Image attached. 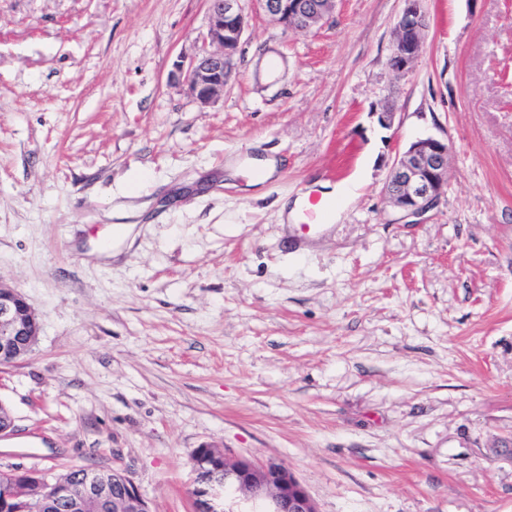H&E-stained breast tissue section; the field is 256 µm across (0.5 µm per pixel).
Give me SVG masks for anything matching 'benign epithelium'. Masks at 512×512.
<instances>
[{"instance_id":"1","label":"benign epithelium","mask_w":512,"mask_h":512,"mask_svg":"<svg viewBox=\"0 0 512 512\" xmlns=\"http://www.w3.org/2000/svg\"><path fill=\"white\" fill-rule=\"evenodd\" d=\"M241 0H207L209 28L193 55L175 63L174 77L183 79L202 106L224 92L240 52L248 21ZM275 23L307 33L329 19L336 0H257ZM394 27L389 67L406 71L418 58L426 28L424 0H403ZM447 141L427 136L412 142L391 164L384 192L389 203L406 217H420L438 203L448 183ZM35 311L24 296L0 283V364L29 357L39 335ZM195 487L191 512H243L244 502L264 504V512H318L314 500L292 470L276 460L252 461L220 448H196L191 454ZM17 471L39 477V498L50 510L69 512H150L133 480L118 469L84 467L79 494L57 475L24 467Z\"/></svg>"}]
</instances>
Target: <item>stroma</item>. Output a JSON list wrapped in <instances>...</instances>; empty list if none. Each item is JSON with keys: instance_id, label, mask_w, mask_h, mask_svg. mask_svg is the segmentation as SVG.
Wrapping results in <instances>:
<instances>
[{"instance_id": "obj_1", "label": "stroma", "mask_w": 512, "mask_h": 512, "mask_svg": "<svg viewBox=\"0 0 512 512\" xmlns=\"http://www.w3.org/2000/svg\"><path fill=\"white\" fill-rule=\"evenodd\" d=\"M241 5L203 107L172 72L206 0H0V283L41 326L0 367V467L117 468L190 512L221 448L319 512H512V0H426L403 73L402 0L308 33ZM426 136L448 188L408 224L383 186ZM317 181L360 188L299 244L279 211ZM404 7L394 27V48L389 67L396 72L406 71L418 58L426 28L424 0H403Z\"/></svg>"}]
</instances>
